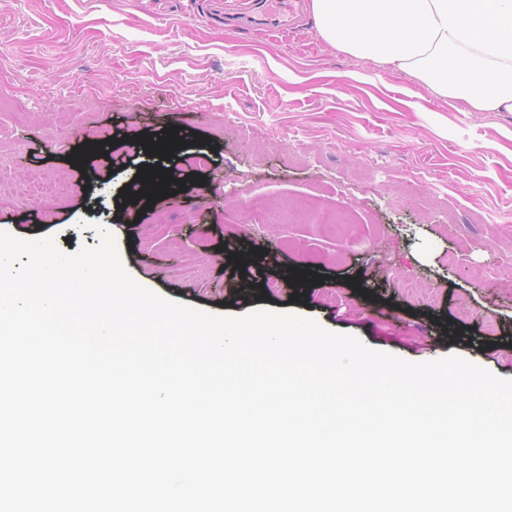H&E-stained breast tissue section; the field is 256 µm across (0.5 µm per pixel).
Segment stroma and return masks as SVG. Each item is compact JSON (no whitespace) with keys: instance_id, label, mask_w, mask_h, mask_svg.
<instances>
[{"instance_id":"obj_1","label":"stroma","mask_w":512,"mask_h":512,"mask_svg":"<svg viewBox=\"0 0 512 512\" xmlns=\"http://www.w3.org/2000/svg\"><path fill=\"white\" fill-rule=\"evenodd\" d=\"M169 127L172 158L145 152ZM152 168L196 194L133 198ZM259 201L354 221L269 224ZM100 226L169 299L294 311L410 362L457 353L512 379V113L343 54L309 13L261 36L222 0H0V229L73 253Z\"/></svg>"}]
</instances>
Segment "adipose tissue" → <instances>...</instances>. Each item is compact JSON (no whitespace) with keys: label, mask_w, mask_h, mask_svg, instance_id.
<instances>
[{"label":"adipose tissue","mask_w":512,"mask_h":512,"mask_svg":"<svg viewBox=\"0 0 512 512\" xmlns=\"http://www.w3.org/2000/svg\"><path fill=\"white\" fill-rule=\"evenodd\" d=\"M317 31L476 112H512V0H311Z\"/></svg>","instance_id":"ef3b65f1"}]
</instances>
